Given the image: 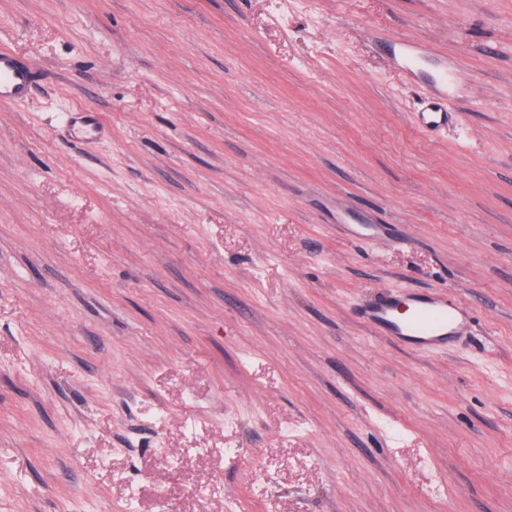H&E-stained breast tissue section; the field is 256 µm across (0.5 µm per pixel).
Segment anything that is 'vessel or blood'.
Wrapping results in <instances>:
<instances>
[{
    "label": "vessel or blood",
    "instance_id": "obj_1",
    "mask_svg": "<svg viewBox=\"0 0 512 512\" xmlns=\"http://www.w3.org/2000/svg\"><path fill=\"white\" fill-rule=\"evenodd\" d=\"M37 81L38 72L31 64L9 50L0 49L1 101L26 99ZM450 117L448 105L428 100L418 109L416 122L422 129L436 130L445 127ZM65 123L78 139L103 130L98 113L88 109L67 113ZM359 318L398 345L432 350L446 348L456 338L466 335L472 315L447 290L434 289L385 293L364 306Z\"/></svg>",
    "mask_w": 512,
    "mask_h": 512
}]
</instances>
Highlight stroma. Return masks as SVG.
Masks as SVG:
<instances>
[{
  "label": "stroma",
  "mask_w": 512,
  "mask_h": 512,
  "mask_svg": "<svg viewBox=\"0 0 512 512\" xmlns=\"http://www.w3.org/2000/svg\"><path fill=\"white\" fill-rule=\"evenodd\" d=\"M1 47L0 512H512V0H0ZM438 287L448 349L358 319ZM38 81L37 70L7 49H0V100L21 101ZM448 105L436 100L424 101L421 108L417 110L416 122L425 130H436L448 125V120L454 115L449 112ZM65 117L64 123L71 129L73 136L77 139H89L92 135L87 136V130L92 131L93 135L103 131L99 114L89 109L68 112Z\"/></svg>",
  "instance_id": "obj_1"
}]
</instances>
